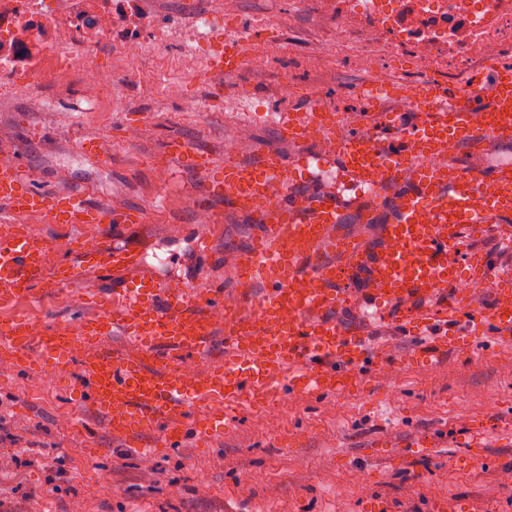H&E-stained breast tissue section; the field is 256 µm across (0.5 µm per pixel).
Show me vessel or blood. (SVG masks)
Listing matches in <instances>:
<instances>
[{"label": "vessel or blood", "mask_w": 512, "mask_h": 512, "mask_svg": "<svg viewBox=\"0 0 512 512\" xmlns=\"http://www.w3.org/2000/svg\"><path fill=\"white\" fill-rule=\"evenodd\" d=\"M251 50L248 39L225 44L209 65L235 75ZM469 83L488 88V95L464 102L444 84L419 88L422 107L415 119L391 128L381 108L370 109L364 132L332 148L344 183L391 188L380 199L388 212L379 228L380 247L337 237L341 196L298 195L297 161L270 147L253 163L228 153L198 170L256 219L253 244L239 258L237 294L220 280L190 297L180 287L161 288L142 278L102 301L98 317L79 336L67 335L64 321L38 329L31 317L15 316L0 327V357L17 367L35 361L41 370L60 374L81 358L80 385L113 435L126 438L150 428L167 447L186 432L209 444L221 431L199 420L200 409L280 396L291 369H298L305 393L333 396L348 391L364 369L378 375L394 370L397 355L347 333L334 316L353 277L362 280L365 303L419 336L416 354L425 360L447 350L449 335L465 321L473 327V349L484 350L492 338L511 341L512 291L498 290L489 305L479 307L474 295L455 286L462 268L475 261L460 248L466 230L493 224L502 242L512 244V166L473 175L451 154L461 144L474 150L512 140V67L474 70ZM339 120L327 110L284 112L278 125L283 135L323 144L335 138ZM416 153L431 156L435 168L416 164ZM274 188L280 200L271 208L266 201ZM30 214L50 224H92L101 233L92 248L64 240L72 259L52 269L45 263V238L17 231L1 239V307L23 298L40 301L89 268L132 270L142 262L138 250L115 245L110 234L112 225L141 222L140 212L103 207L89 191L31 192L22 167L1 161L0 222ZM230 298L231 315L215 322L213 311ZM115 332L130 341L132 355L94 347L95 339ZM187 358L208 363L189 381L179 372Z\"/></svg>", "instance_id": "vessel-or-blood-1"}]
</instances>
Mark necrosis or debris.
I'll return each mask as SVG.
<instances>
[{"label": "necrosis or debris", "mask_w": 512, "mask_h": 512, "mask_svg": "<svg viewBox=\"0 0 512 512\" xmlns=\"http://www.w3.org/2000/svg\"><path fill=\"white\" fill-rule=\"evenodd\" d=\"M337 40L348 43L377 86L400 82L388 59L410 57L419 73L405 85L399 111L416 107L419 86L448 76L456 93L474 97L470 71L488 60L512 64V0H327ZM152 0H0V97L9 76L65 78L82 62L98 98L111 97V69L94 66L97 51L124 41L129 54L148 57L139 38L155 24Z\"/></svg>", "instance_id": "4bbe7bcc"}]
</instances>
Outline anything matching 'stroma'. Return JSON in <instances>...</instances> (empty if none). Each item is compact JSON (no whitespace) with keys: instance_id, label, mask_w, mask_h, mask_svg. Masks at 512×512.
<instances>
[{"instance_id":"obj_1","label":"stroma","mask_w":512,"mask_h":512,"mask_svg":"<svg viewBox=\"0 0 512 512\" xmlns=\"http://www.w3.org/2000/svg\"><path fill=\"white\" fill-rule=\"evenodd\" d=\"M158 8L170 27L210 13L209 34L190 51L159 36L147 62L117 44L101 49L95 65L116 76L110 108L89 111L79 76L67 78L63 92L24 78L16 95L0 99V159L22 164L33 189H87L104 204L144 214L143 223L112 227L119 244L142 251L139 269H91L72 284V291L88 292V313L103 294L143 276L190 294L209 279L237 288L235 259L250 247L256 225L229 198L210 200L224 221L208 225L216 257L202 261L196 232L205 215L185 202L200 175L166 161L169 141L215 160L227 151L254 160L261 145L295 157L306 145L282 138L267 112L317 101L355 107L370 77L337 44L326 15L293 0H159ZM253 24L261 28L257 49L268 58L266 69H241L214 96L204 61L229 31ZM329 54L343 61L327 73ZM189 57L198 66L186 65ZM173 83L181 98L169 96ZM288 84L296 96L285 93ZM36 101L42 111L33 109ZM189 101L195 111H187ZM84 138L100 139L109 161L81 153ZM461 246L487 258L474 294L484 305L500 273L512 269V248L498 241L492 224L468 230ZM336 319L401 356L393 375H363L340 396L295 391L285 402L228 411L222 438L206 446L188 435L168 450L147 430L130 447L113 437L75 377L0 362V512H512V482L503 478L512 471V345L494 340L476 357L452 346L433 363L410 360L415 338L394 319L378 317L356 290ZM69 413L76 425L61 431L58 421ZM470 420L483 428L484 453L476 460ZM417 437L433 438L436 448L397 459V448ZM382 438L389 447H378ZM142 446L153 456L142 457Z\"/></svg>"}]
</instances>
